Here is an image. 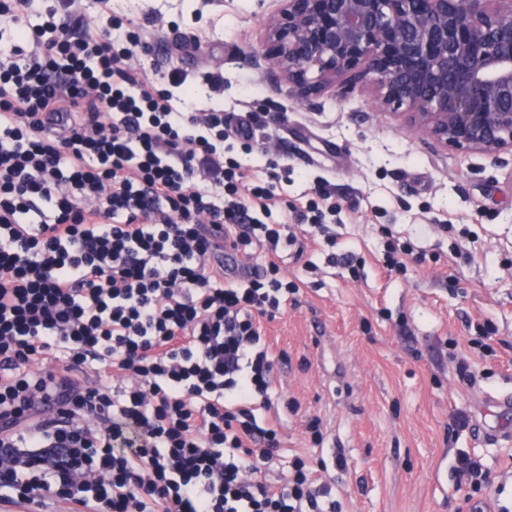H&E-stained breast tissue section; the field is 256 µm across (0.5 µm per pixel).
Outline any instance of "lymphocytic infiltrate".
I'll use <instances>...</instances> for the list:
<instances>
[{
	"mask_svg": "<svg viewBox=\"0 0 512 512\" xmlns=\"http://www.w3.org/2000/svg\"><path fill=\"white\" fill-rule=\"evenodd\" d=\"M0 0V502L63 512H342L332 476L280 457L277 361L261 336L295 281L274 184L232 157L223 110L182 112L132 67L134 20L76 29ZM261 266L228 264L227 255ZM267 411L258 422L257 411ZM471 512L488 473L457 459Z\"/></svg>",
	"mask_w": 512,
	"mask_h": 512,
	"instance_id": "f902f5d3",
	"label": "lymphocytic infiltrate"
}]
</instances>
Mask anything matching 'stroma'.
<instances>
[{
  "label": "stroma",
  "mask_w": 512,
  "mask_h": 512,
  "mask_svg": "<svg viewBox=\"0 0 512 512\" xmlns=\"http://www.w3.org/2000/svg\"><path fill=\"white\" fill-rule=\"evenodd\" d=\"M112 15L135 19L150 42L145 80L173 56L188 74L221 76V89L199 87L188 111L223 109L233 129L264 114V153L233 155L261 179L268 161L286 168L279 200L310 195L319 182L336 197L337 246L356 255L355 271L328 263L332 247L315 229L296 227L305 256L282 247L280 265L299 291L262 322L284 363L272 395L283 455L275 476L287 475L294 453L330 467L340 451L343 512H468L454 470L466 452L490 471L485 495L512 510V438L481 434L492 420L487 396H512V168L402 127L375 108L369 84L329 89L304 106L254 62L257 0H112ZM386 229L422 262L388 274ZM484 334L495 355L469 354L466 339ZM462 355L473 383L460 378ZM459 413L468 427L449 432ZM315 416L318 445L307 430Z\"/></svg>",
  "instance_id": "1"
}]
</instances>
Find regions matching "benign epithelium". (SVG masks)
<instances>
[{"label": "benign epithelium", "mask_w": 512, "mask_h": 512, "mask_svg": "<svg viewBox=\"0 0 512 512\" xmlns=\"http://www.w3.org/2000/svg\"><path fill=\"white\" fill-rule=\"evenodd\" d=\"M267 73L309 106L336 81L443 147L512 157V0H277Z\"/></svg>", "instance_id": "1"}]
</instances>
